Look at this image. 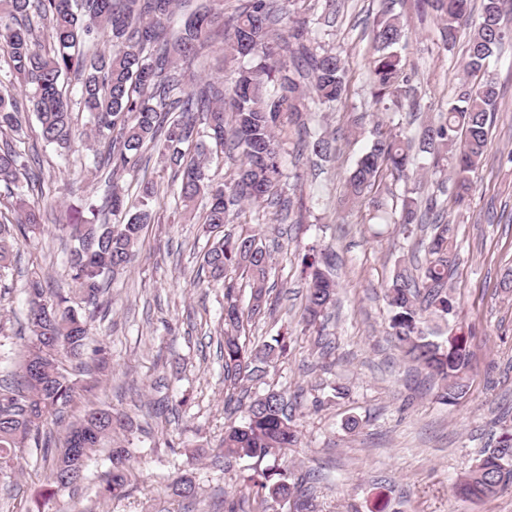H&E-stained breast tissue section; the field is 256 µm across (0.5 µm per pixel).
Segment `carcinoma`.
<instances>
[{
  "instance_id": "1",
  "label": "carcinoma",
  "mask_w": 512,
  "mask_h": 512,
  "mask_svg": "<svg viewBox=\"0 0 512 512\" xmlns=\"http://www.w3.org/2000/svg\"><path fill=\"white\" fill-rule=\"evenodd\" d=\"M423 2L435 12L447 48L468 32V80L439 120L422 132L419 150L447 164L448 183L437 184L422 204L413 198L402 201L396 223L409 233L418 224L430 225L431 231L418 274L402 267L386 285L388 334L406 357L440 382L438 399L453 405L467 392L470 351L467 337L454 327L457 306L448 279L458 244L442 196L449 192L456 203H463L483 163L499 98L486 61L512 39V0H481L480 20L472 29L474 0ZM174 5L175 0H0V49L14 79L28 89L23 103L10 92H0V184L13 198V218L0 214V270L14 262L19 241L40 229L38 203L29 197L35 184L23 186L19 181L35 159L17 148L12 134L22 129L31 113L45 142L70 149L76 130L61 80L71 73L80 84V104L90 116L93 142L104 146L99 164L112 168V177L136 164L142 149L150 146L180 181L178 205L183 214H193L199 196H207L204 223L211 228L223 226L245 202L267 201L289 211L290 201L276 193L281 170L275 130L284 111L300 112L296 101L303 90L298 74L310 76L314 105L334 107L342 99L345 68L340 54H318L307 48L287 71L282 45L271 37L276 19L269 0H249L224 23V51L249 59V65L237 72L231 93L224 95V89L210 82L187 89L172 71L178 62L198 58L220 14L196 11L174 37L168 30ZM38 22L52 40L49 51L41 49ZM372 34L377 52L371 68L374 102L384 108L390 103L399 106L408 82L396 51L405 36L404 23L386 6ZM311 35L308 19L291 20L288 41L302 45ZM102 40L111 48L87 55L86 49ZM200 121L209 138L237 151L232 181L209 173L208 156L199 142ZM414 168L411 141L378 126L375 139L347 179L346 200L353 203L372 190L385 170L401 180L409 178ZM158 194L152 181L141 184L133 200L114 188L105 204L112 214L124 215L125 222L62 225L71 241L67 292L47 293L36 272L25 281L31 336L20 357V378L0 380V478L12 477L27 453L50 461L46 485L26 512H46L59 492L74 489L85 478L88 460L103 448L109 449L112 470L99 485L98 497L123 496L133 486L129 448L113 437L116 430L127 428L121 416L86 407L67 425L58 447L43 427L75 403V383L65 362H78L77 372L87 376L106 364V348L91 344V325L104 307L102 283L132 262L144 227L155 219L153 203ZM202 261L212 280L224 282V386L234 391L266 383L269 368L285 356V337L252 348L241 340V330L252 316L274 310L268 286L270 250L254 235H227L209 245ZM240 268L249 274L246 308L238 304L237 288L229 276ZM337 288L331 267L313 270L306 295L307 325L315 326L327 316ZM236 404L242 421L224 432L216 458L228 467L242 460H253L255 465L250 474L240 476L238 499L224 498V512H275L274 504L281 501L293 502L295 512H314L313 474L296 476L276 464L260 467L265 459L277 458L299 441L286 394L269 389L242 397ZM172 489L184 499L195 495L189 477L175 480ZM460 490L478 500L512 493L511 432L502 433L484 452Z\"/></svg>"
}]
</instances>
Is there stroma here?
I'll return each instance as SVG.
<instances>
[{
    "instance_id": "stroma-1",
    "label": "stroma",
    "mask_w": 512,
    "mask_h": 512,
    "mask_svg": "<svg viewBox=\"0 0 512 512\" xmlns=\"http://www.w3.org/2000/svg\"><path fill=\"white\" fill-rule=\"evenodd\" d=\"M382 0H341L334 21L322 10L311 16L317 48L340 53L346 91L335 109L304 113L314 136L334 141L336 152L322 159L301 148L297 129L280 126L283 176L278 193L291 202L289 215L260 202L241 206L224 226L232 234L258 232L273 255V314L256 317L246 341L256 346L280 332L288 334V354L271 371L268 384L298 397L292 419L297 447L278 458L281 468L313 472L316 512H512V494L473 500L459 494L465 473L504 429L512 428V41L490 61L500 100L486 148L465 206L449 204L459 259L450 280L457 323L468 338L472 370L466 395L453 405L440 403L438 387L404 357L387 334L389 309L384 286L424 234L403 233L389 221L408 183L380 176L372 192L344 205L345 178L370 146L376 124L419 139L439 106L456 97L464 78V46L445 49L431 14L419 0H394L393 11L406 25L399 53L409 77L415 110H383L372 98L369 63L372 26ZM222 41L205 48V64L183 63L188 86L225 78L247 66L227 57ZM40 159L39 200L43 229L21 242L19 262L0 277V379L18 375L28 340L18 331L28 302L21 285L34 270L46 287L63 290L69 245L60 227L88 204L103 205L108 185L96 172L94 152L83 142L62 152L39 137L35 119L18 135ZM159 186L149 225L130 268L111 280L106 308L92 326L93 338L111 355L109 369L81 377L77 408H112L134 423L131 463L137 481L127 495L97 499L101 477L111 463L106 452L89 461L78 493L64 492L50 512H224V492L235 490L237 471L214 464L212 451L240 414L224 409V359L219 352L224 328V290L202 268L208 236L201 218L183 223L176 209L178 184L164 170L157 151L146 149L137 165L116 183L135 197L142 180ZM330 257L338 282L336 304L324 331L303 321L308 258ZM332 343L320 355L317 341ZM347 388L335 396L332 387ZM359 426L345 427L348 417ZM189 475L199 488L195 500L172 493L170 485ZM44 480L43 470L23 463L9 483L0 482V512H20Z\"/></svg>"
}]
</instances>
